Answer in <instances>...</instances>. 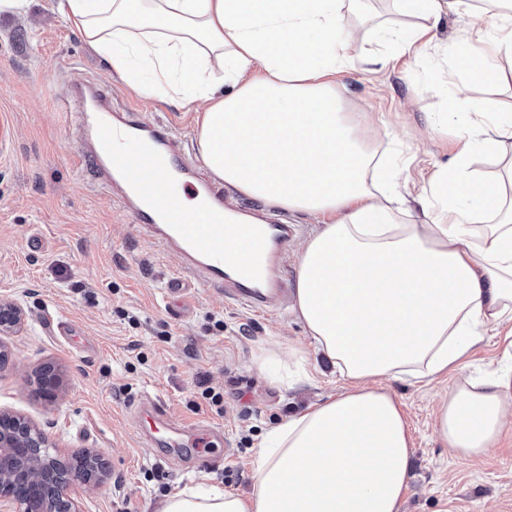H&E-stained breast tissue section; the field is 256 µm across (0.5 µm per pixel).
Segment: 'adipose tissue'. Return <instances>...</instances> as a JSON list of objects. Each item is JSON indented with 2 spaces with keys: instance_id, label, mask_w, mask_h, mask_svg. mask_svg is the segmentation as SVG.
<instances>
[{
  "instance_id": "adipose-tissue-1",
  "label": "adipose tissue",
  "mask_w": 512,
  "mask_h": 512,
  "mask_svg": "<svg viewBox=\"0 0 512 512\" xmlns=\"http://www.w3.org/2000/svg\"><path fill=\"white\" fill-rule=\"evenodd\" d=\"M137 95L195 113L203 165L239 193L321 228L301 248L295 314L347 389L272 427L242 497L218 484L160 512H400L412 470L406 412L385 379L433 381L512 321V105L452 99V162L410 207L398 169L365 144L333 78L353 60L349 0H47ZM468 89L512 77V14L453 42ZM492 155L505 173L482 178ZM512 423V370L449 387L437 441L473 459Z\"/></svg>"
}]
</instances>
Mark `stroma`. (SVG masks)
Instances as JSON below:
<instances>
[{
    "label": "stroma",
    "mask_w": 512,
    "mask_h": 512,
    "mask_svg": "<svg viewBox=\"0 0 512 512\" xmlns=\"http://www.w3.org/2000/svg\"><path fill=\"white\" fill-rule=\"evenodd\" d=\"M369 7L374 19L357 24L359 53L336 89L365 139L400 158V180L414 198L455 153L457 128L426 142L407 135L427 130L459 94L463 81L444 48L473 22L492 28L502 5L487 0L470 14L448 12L428 48L402 55L380 43L377 30L407 18L392 0ZM91 82L111 88L113 111L170 126L186 161L200 163L194 113L137 96L44 0L0 19V300L25 314L8 339L13 363L0 370V411L31 419L60 448L105 454L110 478L78 491L81 512H159L168 495L201 484L249 496L265 432L345 383L315 360L301 368L289 356L304 337L293 309L255 313L197 283L187 292L188 312L173 309L168 282L178 259L143 236L114 193L91 182L74 158L81 132L58 98ZM52 320L69 324L73 336L49 328ZM511 346L510 337H491L464 373L427 385L384 380L413 440L402 512H512V434L474 464L433 434L435 405L449 385L498 369ZM267 352L279 356L282 380L261 368ZM47 363L62 377L53 403L33 395L35 373ZM147 394L185 421L221 427L232 457L200 470L141 439L129 407Z\"/></svg>",
    "instance_id": "stroma-1"
}]
</instances>
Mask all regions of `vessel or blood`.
<instances>
[{
  "mask_svg": "<svg viewBox=\"0 0 512 512\" xmlns=\"http://www.w3.org/2000/svg\"><path fill=\"white\" fill-rule=\"evenodd\" d=\"M108 94L89 87L64 99L83 132L79 165L95 184L117 191L133 223L180 264L198 282L251 310L280 306L288 298L283 273L288 244L296 228L263 208L238 207L242 224L225 223L222 183L186 166L177 154L169 128L146 123L134 113H102ZM193 190L202 206L198 223L183 211V194ZM239 240V247L225 249L224 237ZM137 427L162 429L164 448L194 446L197 466L211 468L217 456L212 448L216 428L187 424L174 417L160 401L142 400L133 410Z\"/></svg>",
  "mask_w": 512,
  "mask_h": 512,
  "instance_id": "1",
  "label": "vessel or blood"
}]
</instances>
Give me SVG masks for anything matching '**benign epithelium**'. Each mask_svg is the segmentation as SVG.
Wrapping results in <instances>:
<instances>
[{
    "label": "benign epithelium",
    "instance_id": "7a95c632",
    "mask_svg": "<svg viewBox=\"0 0 512 512\" xmlns=\"http://www.w3.org/2000/svg\"><path fill=\"white\" fill-rule=\"evenodd\" d=\"M22 309L0 302V369L13 362L12 350L3 342L20 328ZM41 397L54 401L60 393L56 370L47 367L41 376ZM108 476L104 455L96 449L71 453L50 450L43 433L32 422L0 413V512H79L69 490L76 486L97 488Z\"/></svg>",
    "mask_w": 512,
    "mask_h": 512
}]
</instances>
